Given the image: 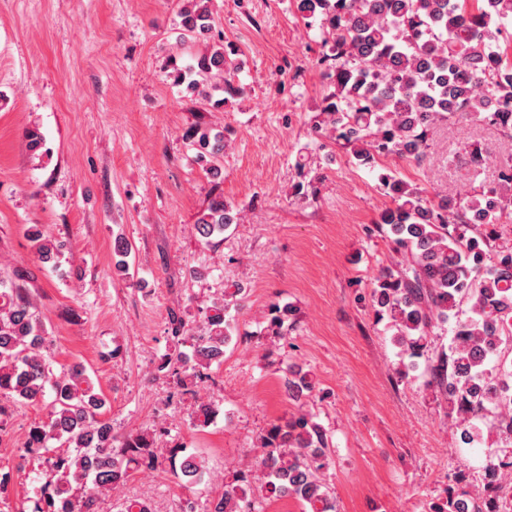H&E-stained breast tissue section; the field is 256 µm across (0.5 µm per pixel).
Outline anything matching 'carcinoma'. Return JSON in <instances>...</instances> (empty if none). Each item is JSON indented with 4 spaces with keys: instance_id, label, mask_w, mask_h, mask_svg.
I'll use <instances>...</instances> for the list:
<instances>
[{
    "instance_id": "obj_1",
    "label": "carcinoma",
    "mask_w": 512,
    "mask_h": 512,
    "mask_svg": "<svg viewBox=\"0 0 512 512\" xmlns=\"http://www.w3.org/2000/svg\"><path fill=\"white\" fill-rule=\"evenodd\" d=\"M306 24L319 23L322 62L329 91L322 99L315 132L343 143L357 164L373 169L382 156L421 163L431 148L430 133L441 123L465 118L496 127L512 140V58L500 43H512L505 21L512 19V0H294ZM181 40L212 38L213 20L204 4L180 11ZM235 48L219 38L213 49L182 65L172 59L177 81L192 93L219 91L221 106L244 94L238 67L229 60ZM198 148L196 160L214 177L221 175L224 131L196 128L189 133ZM462 161L477 172L489 162L479 143L465 147ZM379 188L392 200L376 221L386 232L395 264L380 269L371 301L394 329L393 342L404 355L416 356L426 346L435 323L455 320L448 348L441 350L431 376L448 407L447 415L465 445L487 438L512 439L487 417L512 415V367L498 353L512 335V247L484 264L486 240L472 234L481 226L512 224V156L500 161L497 181L465 202L442 197L433 202L387 171L378 174ZM212 186L209 206L195 227L205 242L238 223L239 214ZM453 230H448V225ZM38 253L48 261L56 245L36 229ZM131 245L115 239L113 272L129 274ZM224 292L204 312L202 333L191 337L193 355L179 349L187 321L181 310L169 313L175 347L156 365L176 378L183 390L208 377L213 364L224 361L233 339L227 318L231 298ZM47 331L32 310L26 289L0 280V397L20 404L51 396L47 419L34 424L27 451L43 464L35 512H98L103 491L126 483L142 468L158 461L156 433L128 436L112 446V423L105 418L106 399L81 364L56 375L45 354ZM289 396L299 402L315 390L307 372H291ZM215 416L209 403L190 413L196 427ZM55 441L67 451L53 453ZM251 467L233 474L224 491L212 498L207 512H254L253 496L268 500L294 498L303 512H336L323 475L330 463L327 430L309 412L280 418L261 443ZM174 469L188 484L203 481L205 471L193 454L166 449ZM512 473V450L486 456ZM496 486L483 484L476 493L448 494L435 512H488L485 500Z\"/></svg>"
}]
</instances>
